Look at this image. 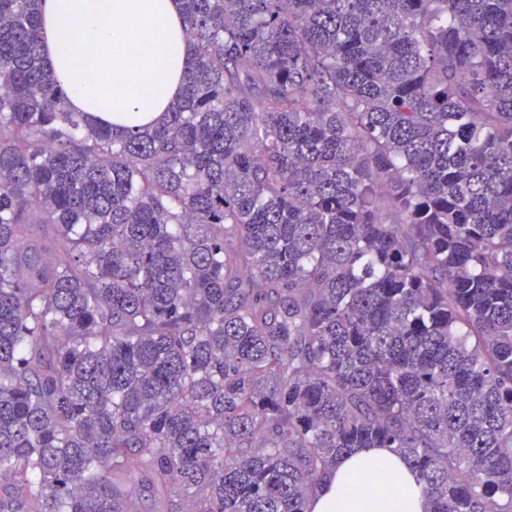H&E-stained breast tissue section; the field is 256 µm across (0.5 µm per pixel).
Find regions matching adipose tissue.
<instances>
[{
  "label": "adipose tissue",
  "instance_id": "1",
  "mask_svg": "<svg viewBox=\"0 0 512 512\" xmlns=\"http://www.w3.org/2000/svg\"><path fill=\"white\" fill-rule=\"evenodd\" d=\"M43 60L70 108L128 127L169 110L194 55L180 0H41ZM379 469L382 482L363 477ZM416 472L392 448L339 458L308 512H427Z\"/></svg>",
  "mask_w": 512,
  "mask_h": 512
}]
</instances>
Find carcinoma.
I'll list each match as a JSON object with an SVG mask.
<instances>
[{
  "mask_svg": "<svg viewBox=\"0 0 512 512\" xmlns=\"http://www.w3.org/2000/svg\"><path fill=\"white\" fill-rule=\"evenodd\" d=\"M39 3L0 0V512H306L356 448L512 512V0H182L130 129L66 107Z\"/></svg>",
  "mask_w": 512,
  "mask_h": 512,
  "instance_id": "cac0c4a2",
  "label": "carcinoma"
}]
</instances>
